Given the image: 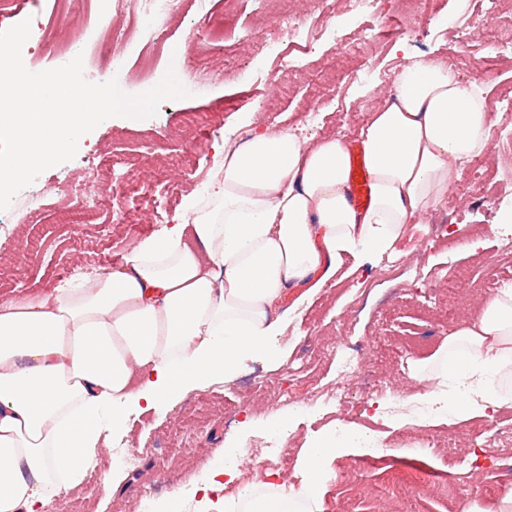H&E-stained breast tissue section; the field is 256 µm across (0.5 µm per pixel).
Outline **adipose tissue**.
Listing matches in <instances>:
<instances>
[{
	"label": "adipose tissue",
	"mask_w": 512,
	"mask_h": 512,
	"mask_svg": "<svg viewBox=\"0 0 512 512\" xmlns=\"http://www.w3.org/2000/svg\"><path fill=\"white\" fill-rule=\"evenodd\" d=\"M488 92L445 62L405 55L394 97L359 131L368 207L351 201L340 138L258 126L225 147L208 203L191 195L121 265L78 288L0 295V512L67 499L132 413L232 380L247 359L275 358L289 289L318 291L346 255L395 252L447 199L455 163L487 152ZM437 356L440 369L415 364L411 376L453 384L449 424L511 407L499 378L512 368V287L451 331ZM331 464L312 450L298 492L239 499L224 493L241 466L229 448L188 495L197 512H301Z\"/></svg>",
	"instance_id": "ef3b65f1"
}]
</instances>
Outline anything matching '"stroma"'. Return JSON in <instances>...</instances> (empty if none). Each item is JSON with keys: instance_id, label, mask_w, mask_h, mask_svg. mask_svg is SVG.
<instances>
[{"instance_id": "1", "label": "stroma", "mask_w": 512, "mask_h": 512, "mask_svg": "<svg viewBox=\"0 0 512 512\" xmlns=\"http://www.w3.org/2000/svg\"><path fill=\"white\" fill-rule=\"evenodd\" d=\"M458 6L459 0H439L434 13L416 17L402 10L398 0H376L367 14L352 12L349 0H338V39L314 41L303 67L289 77L287 94L263 111L258 103L276 63L256 54L251 22L271 21L274 11L259 9L258 0H240L234 37L223 52L209 57L213 66L223 69V81L198 85L191 97L161 103L152 118L102 121L82 137L77 158L45 170L34 181L38 187L54 184L63 172H76L80 156L86 154L135 156L141 166L125 171L124 181L148 192L147 202L121 223L114 222L113 209L107 206L95 212L90 223L70 230L61 224L53 202L43 223L14 225L9 245L0 247V292L36 295L91 279L101 267L122 264L141 241L171 224L196 175H210L225 143H242L253 121L310 135V128L298 122L299 112L330 100L339 75L361 62L395 69L409 52L423 60L451 56L460 68H467L469 52L446 24ZM376 16L383 22L377 49L354 38L355 31ZM203 21L196 9L170 21L167 48L150 64L151 84H158L170 70L180 81L189 80L196 53L183 45ZM373 104V98L350 88L345 111L327 114L326 125L345 143L355 142ZM197 115L210 119L212 132L187 127V119ZM190 144L195 153L186 164L182 157ZM502 165L491 153L458 166L456 173L464 178L461 189L475 203L460 210L450 201L439 207L450 229L447 239L415 233L405 254L390 262L372 258L352 275L347 269L354 259L345 257L336 276L306 299V320L288 317L275 342L276 360H246L233 381L209 382L174 406L131 415L119 442L139 448L138 466L123 467L111 451H103L85 483L64 503L72 512H137L144 499H165L199 482L209 462L222 459L225 449L245 447L265 431L274 412L288 419L289 452L296 462L303 448L335 434L340 425L353 435L375 431L387 449L381 469L357 470L353 464L363 449L337 448L334 475L346 469L353 475L341 485L334 475L327 478L314 512H400L407 501L414 512H460L461 505L499 499L512 488V407L489 419L428 426L430 434L449 436L452 447L420 455L402 447L399 436L405 427L399 415L380 419L374 408L385 390L398 392L403 401H416L424 385L410 378V363L431 358L454 328L439 315L443 294L434 288L435 279L461 271L475 285L512 279V227L500 222L502 213L512 209V182L501 184L494 199L485 196L481 184L485 174ZM463 238L477 242L476 253L459 250L457 242ZM354 344L376 350L368 378L351 381L340 404L304 413L292 406V399L333 387L336 357ZM188 408L199 421L183 430L180 442H173ZM113 469L119 479L115 485L104 484V473ZM64 503L50 500L43 512H56Z\"/></svg>"}]
</instances>
